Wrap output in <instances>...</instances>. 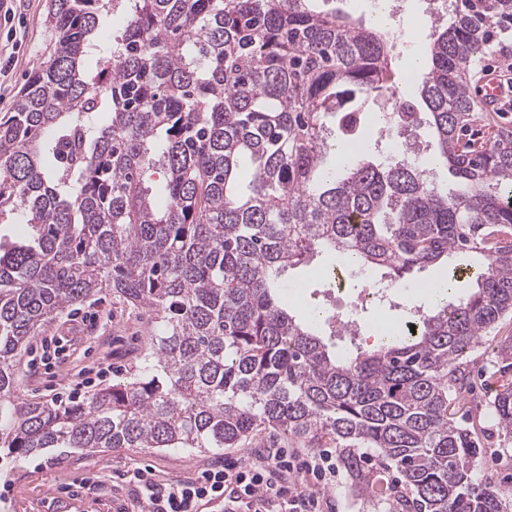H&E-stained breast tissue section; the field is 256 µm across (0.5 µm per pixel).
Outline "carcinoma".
Wrapping results in <instances>:
<instances>
[{"label":"carcinoma","mask_w":512,"mask_h":512,"mask_svg":"<svg viewBox=\"0 0 512 512\" xmlns=\"http://www.w3.org/2000/svg\"><path fill=\"white\" fill-rule=\"evenodd\" d=\"M311 2L51 0L54 47L0 118V219L28 230L0 244V455L235 448L270 430L336 449L378 512H508L449 409L512 312V131L489 116L473 131L470 73L512 39V0H452L432 21L418 104L396 100L384 33ZM371 93L396 127L429 124L456 190L401 141L369 156L361 127L387 114L353 101ZM329 152L341 173L320 171ZM325 251L393 289L452 258L468 274L447 266L415 330L338 352L326 304L304 315L281 292ZM105 291L154 310L143 362L82 402H19L32 339ZM494 355L488 405L512 442V341Z\"/></svg>","instance_id":"cac0c4a2"}]
</instances>
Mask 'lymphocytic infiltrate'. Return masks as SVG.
<instances>
[{
	"mask_svg": "<svg viewBox=\"0 0 512 512\" xmlns=\"http://www.w3.org/2000/svg\"><path fill=\"white\" fill-rule=\"evenodd\" d=\"M133 478L139 512H200L202 503L221 497L231 485L258 500L260 512H325L324 490L336 472L326 456L263 448L252 459H225L187 481L163 484L148 468L134 471Z\"/></svg>",
	"mask_w": 512,
	"mask_h": 512,
	"instance_id": "f902f5d3",
	"label": "lymphocytic infiltrate"
}]
</instances>
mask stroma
I'll return each mask as SVG.
<instances>
[{
    "mask_svg": "<svg viewBox=\"0 0 512 512\" xmlns=\"http://www.w3.org/2000/svg\"><path fill=\"white\" fill-rule=\"evenodd\" d=\"M404 19L415 21L413 31L390 32L393 71L401 100L417 102L418 86L408 80V64L430 39L424 23V0H403ZM50 0H18L14 19L0 17V54L13 56L9 69L0 72V116L13 111L24 85L44 61L54 39L48 23ZM372 273L350 270L343 274L342 293L335 309L357 312L360 341L373 342L374 309L362 308L365 285ZM155 321L154 311L132 306L106 293L64 312L41 333L53 339L60 354L51 366L36 357L39 342L32 343L19 373L21 401L52 402L73 395L88 397L111 384L141 361ZM485 441L478 460L481 474L512 496V443H503L496 420L488 411L476 415ZM275 445L295 448L299 442L279 432L263 431L238 448L209 452L183 448H115L88 452L48 448L0 466V512H132L137 488L129 474L151 467L164 484L185 480L225 457L250 458L258 449Z\"/></svg>",
    "mask_w": 512,
    "mask_h": 512,
    "instance_id": "obj_1",
    "label": "stroma"
}]
</instances>
